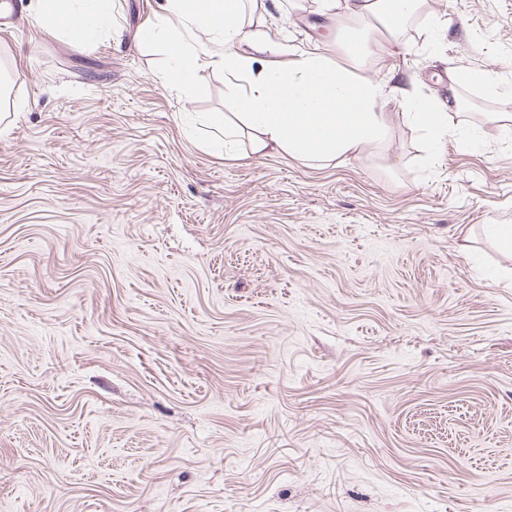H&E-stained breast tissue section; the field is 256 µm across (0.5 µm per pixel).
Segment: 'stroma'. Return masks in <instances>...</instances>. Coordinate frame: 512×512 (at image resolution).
Masks as SVG:
<instances>
[{
  "label": "stroma",
  "instance_id": "obj_1",
  "mask_svg": "<svg viewBox=\"0 0 512 512\" xmlns=\"http://www.w3.org/2000/svg\"><path fill=\"white\" fill-rule=\"evenodd\" d=\"M0 64V512H512V0H425L389 72L448 98L435 146L233 160L224 69L163 84L112 0L92 45L11 0ZM373 18L278 0L266 37L335 54ZM486 140L456 148L460 132Z\"/></svg>",
  "mask_w": 512,
  "mask_h": 512
}]
</instances>
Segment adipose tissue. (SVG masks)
Returning <instances> with one entry per match:
<instances>
[{"label": "adipose tissue", "mask_w": 512, "mask_h": 512, "mask_svg": "<svg viewBox=\"0 0 512 512\" xmlns=\"http://www.w3.org/2000/svg\"><path fill=\"white\" fill-rule=\"evenodd\" d=\"M419 0H344L347 15L376 17V31L396 42ZM266 0H161L158 19L142 28L141 44L164 49L166 83L191 87L203 67L223 65L233 119L215 117L224 133V153L234 155L240 133H247L254 155L285 153L306 163L324 164L358 156L380 146L391 130L390 98L414 108L413 119L432 139L448 130V115L459 106L456 86L487 85L491 77L460 66L450 75L447 101L420 98L411 84L361 80L347 68L313 51L298 53L282 67L267 66L263 56L280 46L242 20L251 9L267 10ZM112 9V0H36L39 20L88 44ZM248 73L247 84L238 77Z\"/></svg>", "instance_id": "obj_1"}]
</instances>
